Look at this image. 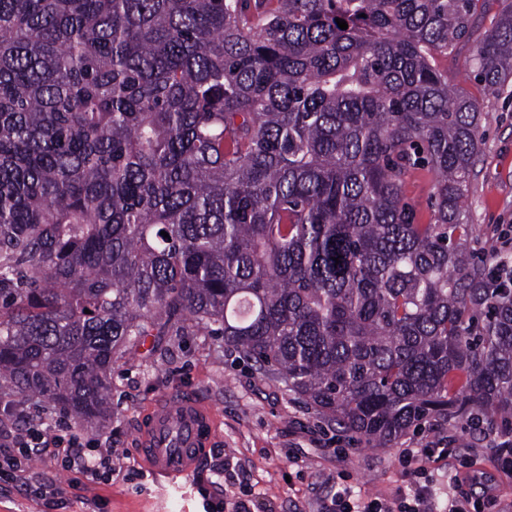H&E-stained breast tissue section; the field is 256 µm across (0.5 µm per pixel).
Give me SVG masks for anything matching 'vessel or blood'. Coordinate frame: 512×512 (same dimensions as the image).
I'll use <instances>...</instances> for the list:
<instances>
[{
  "label": "vessel or blood",
  "mask_w": 512,
  "mask_h": 512,
  "mask_svg": "<svg viewBox=\"0 0 512 512\" xmlns=\"http://www.w3.org/2000/svg\"><path fill=\"white\" fill-rule=\"evenodd\" d=\"M217 437L207 403L194 391H175L145 413L137 435L138 454L150 473L175 480L191 473Z\"/></svg>",
  "instance_id": "1"
}]
</instances>
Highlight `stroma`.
<instances>
[{
  "label": "stroma",
  "instance_id": "obj_1",
  "mask_svg": "<svg viewBox=\"0 0 512 512\" xmlns=\"http://www.w3.org/2000/svg\"><path fill=\"white\" fill-rule=\"evenodd\" d=\"M498 4L479 11L469 42L438 57L451 83L464 87L482 113L475 177L464 203L469 223L482 235L502 242L512 238V82L486 92L475 80L474 47L492 27ZM112 416L89 428L71 416L48 410L38 414V400L24 402L17 425L38 421L94 438L112 449L111 483L62 468L60 462L35 457V476L58 485V502L44 506L23 488L0 492V512H222V502L247 493L271 501L276 512H316L337 484L350 486L355 498H392L408 488L398 457L406 448H442L446 454L427 466L438 512L448 508V477L474 467L481 475L463 487L469 500L485 499L486 488L512 496V478L485 472L488 433L470 422L428 420L409 430L393 447L372 448L355 434H342L284 386L256 373L223 337L204 332L151 336L135 352L114 359ZM191 389L213 407L222 438L208 449L187 478L170 482L145 472L136 454V432L145 410L161 395ZM231 460L228 471H212L217 454Z\"/></svg>",
  "mask_w": 512,
  "mask_h": 512
}]
</instances>
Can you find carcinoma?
Segmentation results:
<instances>
[{"label": "carcinoma", "instance_id": "obj_1", "mask_svg": "<svg viewBox=\"0 0 512 512\" xmlns=\"http://www.w3.org/2000/svg\"><path fill=\"white\" fill-rule=\"evenodd\" d=\"M484 2L0 0V399L99 425L114 357L203 330L373 448L512 426L481 112L434 65ZM474 60L512 78V3ZM434 177L424 170L413 172L406 180L404 194L416 202L424 201L431 193Z\"/></svg>", "mask_w": 512, "mask_h": 512}]
</instances>
